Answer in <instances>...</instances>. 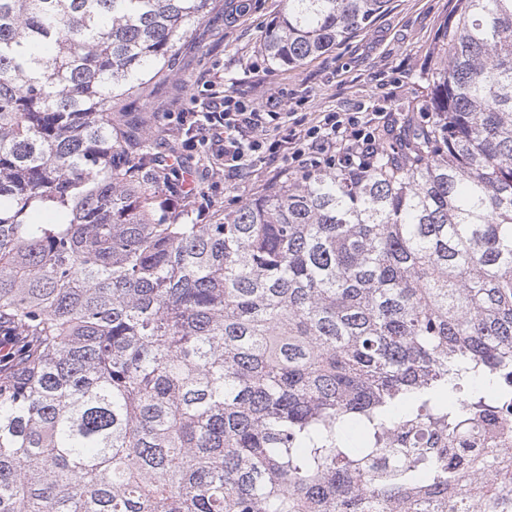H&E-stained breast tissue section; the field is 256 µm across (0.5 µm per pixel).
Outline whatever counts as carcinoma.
Here are the masks:
<instances>
[{"mask_svg":"<svg viewBox=\"0 0 512 512\" xmlns=\"http://www.w3.org/2000/svg\"><path fill=\"white\" fill-rule=\"evenodd\" d=\"M386 2L284 0L264 56ZM211 8L0 0V512H512L506 461L385 439L402 400L456 432L512 367V0H455L432 120L378 134L369 171L195 224L156 209L159 130L112 107Z\"/></svg>","mask_w":512,"mask_h":512,"instance_id":"cac0c4a2","label":"carcinoma"}]
</instances>
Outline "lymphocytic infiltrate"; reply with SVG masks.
<instances>
[{
  "label": "lymphocytic infiltrate",
  "instance_id": "f902f5d3",
  "mask_svg": "<svg viewBox=\"0 0 512 512\" xmlns=\"http://www.w3.org/2000/svg\"><path fill=\"white\" fill-rule=\"evenodd\" d=\"M270 114L247 109L233 100H225L220 112L203 117L185 112L182 123L194 128L195 142L207 146L225 167L240 169L242 164H274L279 177L293 179L324 166L348 167L361 172L372 166L377 144L368 112H328L322 120L307 125L296 123L285 137L271 135L269 121L280 120ZM256 131V139H246V130Z\"/></svg>",
  "mask_w": 512,
  "mask_h": 512
}]
</instances>
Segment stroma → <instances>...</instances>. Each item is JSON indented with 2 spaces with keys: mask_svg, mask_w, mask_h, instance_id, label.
<instances>
[{
  "mask_svg": "<svg viewBox=\"0 0 512 512\" xmlns=\"http://www.w3.org/2000/svg\"><path fill=\"white\" fill-rule=\"evenodd\" d=\"M217 0L183 47L170 72L146 88L142 98L127 102L131 114L154 112L164 117L157 155L175 169L166 188L182 194L208 184L205 223L222 222L225 214L260 192L273 175L269 166L238 172L209 163V151L191 146L184 130L170 120L173 112H219L225 98L264 109L271 91H279L288 111L314 122L323 112L375 113L376 129L398 128L405 113L423 117L430 49L455 0H387L365 29L335 49L297 67L269 62L261 48L278 21L283 0Z\"/></svg>",
  "mask_w": 512,
  "mask_h": 512,
  "instance_id": "obj_1",
  "label": "stroma"
}]
</instances>
